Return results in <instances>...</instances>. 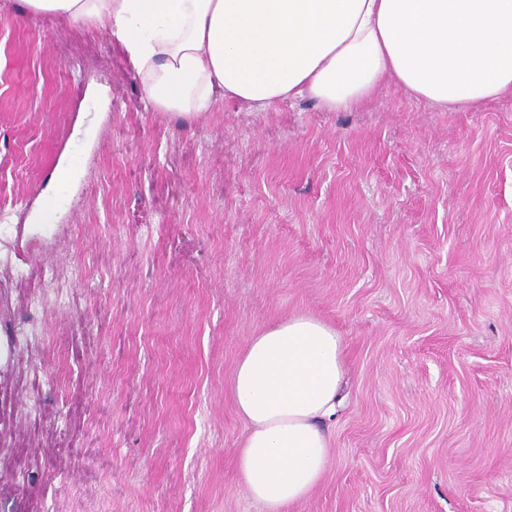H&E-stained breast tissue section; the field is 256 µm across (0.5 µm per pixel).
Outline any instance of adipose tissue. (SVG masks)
<instances>
[{
    "mask_svg": "<svg viewBox=\"0 0 512 512\" xmlns=\"http://www.w3.org/2000/svg\"><path fill=\"white\" fill-rule=\"evenodd\" d=\"M30 17L112 37L155 111L194 121L217 97L247 112L306 97L329 112L382 86L444 112L512 94V0H22ZM345 372L335 327L296 313L253 336L229 393L247 494L289 512L322 481Z\"/></svg>",
    "mask_w": 512,
    "mask_h": 512,
    "instance_id": "1",
    "label": "adipose tissue"
}]
</instances>
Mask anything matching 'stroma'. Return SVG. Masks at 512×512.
Instances as JSON below:
<instances>
[{"label":"stroma","mask_w":512,"mask_h":512,"mask_svg":"<svg viewBox=\"0 0 512 512\" xmlns=\"http://www.w3.org/2000/svg\"><path fill=\"white\" fill-rule=\"evenodd\" d=\"M51 272L59 302L30 308ZM0 278V512H262L227 381L300 312L343 336L348 382L290 512H512V96L440 112L390 84L188 123L100 27L5 0Z\"/></svg>","instance_id":"obj_1"}]
</instances>
